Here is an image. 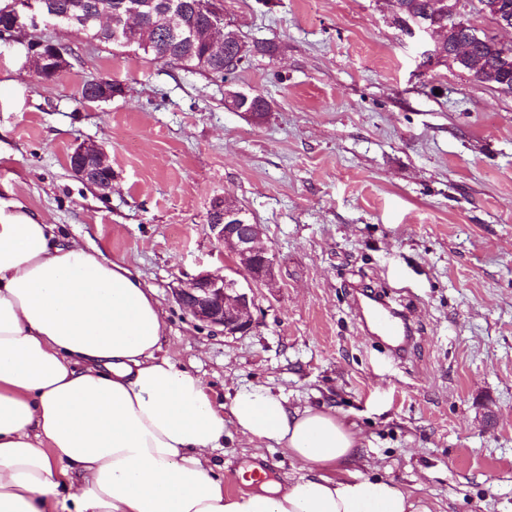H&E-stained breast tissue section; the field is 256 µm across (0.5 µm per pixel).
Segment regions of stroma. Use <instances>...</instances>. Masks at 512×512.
<instances>
[{
    "label": "stroma",
    "mask_w": 512,
    "mask_h": 512,
    "mask_svg": "<svg viewBox=\"0 0 512 512\" xmlns=\"http://www.w3.org/2000/svg\"><path fill=\"white\" fill-rule=\"evenodd\" d=\"M247 43L272 41L229 76L48 27L69 69L38 81L26 44L0 40V213L58 225L155 289L163 354L220 402L260 385L288 407L336 409L387 475L430 512H512V93L428 61L388 0H224ZM108 77L124 95L81 102ZM270 103L255 119L226 86ZM92 141L112 164L102 191L68 156ZM236 201L273 255L253 330L227 336L173 299L202 271L233 274L207 223ZM408 309L404 354L363 329V290ZM295 470L281 448L224 441L235 471Z\"/></svg>",
    "instance_id": "35a3bbf8"
}]
</instances>
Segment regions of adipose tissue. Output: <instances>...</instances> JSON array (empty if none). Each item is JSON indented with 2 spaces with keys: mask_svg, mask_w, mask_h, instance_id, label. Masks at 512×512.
<instances>
[{
  "mask_svg": "<svg viewBox=\"0 0 512 512\" xmlns=\"http://www.w3.org/2000/svg\"><path fill=\"white\" fill-rule=\"evenodd\" d=\"M152 288L123 262L0 219V512H428L354 472L361 442L332 408L255 386L215 404L161 353ZM272 442L296 477L229 493L224 430Z\"/></svg>",
  "mask_w": 512,
  "mask_h": 512,
  "instance_id": "ef3b65f1",
  "label": "adipose tissue"
}]
</instances>
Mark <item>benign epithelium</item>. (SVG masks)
Returning a JSON list of instances; mask_svg holds the SVG:
<instances>
[{
    "instance_id": "benign-epithelium-1",
    "label": "benign epithelium",
    "mask_w": 512,
    "mask_h": 512,
    "mask_svg": "<svg viewBox=\"0 0 512 512\" xmlns=\"http://www.w3.org/2000/svg\"><path fill=\"white\" fill-rule=\"evenodd\" d=\"M7 11L14 18L10 36H30L27 42L29 52L40 58L54 76L69 68L70 63L62 50L57 47L49 49L44 42L32 37L45 23L43 12L33 0L25 4L12 0ZM116 96L118 92L112 90V86L95 83L85 88L83 101L110 102ZM69 165L76 176L88 183L98 180L99 173L105 172L107 181L100 188L108 190L112 187V164L98 144L85 141L77 144L69 155ZM208 223L217 240L224 243L233 255L235 271L244 278L246 285L242 286L238 280L228 276L201 271L189 280L179 282L172 288V295L195 320L207 327L226 336L245 334L253 327V288L273 285L274 259L259 246L262 225L240 223L239 213L224 211V198L213 200Z\"/></svg>"
}]
</instances>
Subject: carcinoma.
I'll list each match as a JSON object with an SVG mask.
<instances>
[{
    "mask_svg": "<svg viewBox=\"0 0 512 512\" xmlns=\"http://www.w3.org/2000/svg\"><path fill=\"white\" fill-rule=\"evenodd\" d=\"M49 15H70L90 17L105 10L119 16L121 0H40ZM143 21L140 30L133 37L117 41L112 33L91 22L71 26L76 32H87L99 41L117 48L136 47L155 60L181 65L206 75H219L231 65L238 70L249 56L254 54L272 55L277 45L272 41L257 42L249 47L248 54L238 56L239 32L235 25L224 26V50L219 51L202 37L193 40H180L167 36L162 14L168 9L170 0H143ZM184 7L183 22L187 27L205 26L204 12L211 7L210 0H180ZM473 9L493 17L509 14L512 16V0H469ZM397 21L401 26L414 20H425L437 28L448 27V10L443 0H391ZM466 37L464 30L450 31L446 40L436 46L440 62L455 61L454 44ZM472 62L461 65L475 82L497 89L512 91V44L502 43L494 38L470 44ZM225 105L235 111L249 113L260 118L269 111L267 100L260 94L248 93V97L224 98Z\"/></svg>",
    "mask_w": 512,
    "mask_h": 512,
    "instance_id": "carcinoma-1",
    "label": "carcinoma"
}]
</instances>
